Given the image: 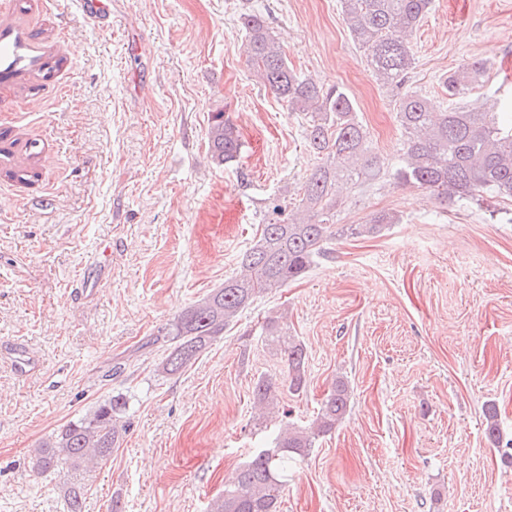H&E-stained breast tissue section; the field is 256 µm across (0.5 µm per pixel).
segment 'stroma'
Wrapping results in <instances>:
<instances>
[{
	"label": "stroma",
	"mask_w": 512,
	"mask_h": 512,
	"mask_svg": "<svg viewBox=\"0 0 512 512\" xmlns=\"http://www.w3.org/2000/svg\"><path fill=\"white\" fill-rule=\"evenodd\" d=\"M112 26L78 0H0V31L52 78L0 82V512H207L282 425L253 396L279 384L310 423L336 378L344 420L288 472L280 512H512V462L484 435L495 405L512 439V202H444L394 173L404 159L398 91L376 82L340 0H107ZM269 19L301 76L346 88L380 167L342 190L340 224L387 212L379 235L336 238L300 280L243 312L194 364L163 375L165 327L241 272L270 198L299 205L316 163L307 119L254 76L240 16ZM410 90L440 102L444 76L481 62L466 96L512 101V0H434L410 38ZM242 143L220 165L214 113ZM38 142L37 177L9 172ZM104 265L88 257L104 246ZM279 316L304 343L306 383L262 327ZM130 399L120 446L90 471L39 475L31 453L115 394Z\"/></svg>",
	"instance_id": "stroma-1"
}]
</instances>
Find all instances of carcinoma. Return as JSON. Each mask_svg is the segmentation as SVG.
Wrapping results in <instances>:
<instances>
[{
	"label": "carcinoma",
	"mask_w": 512,
	"mask_h": 512,
	"mask_svg": "<svg viewBox=\"0 0 512 512\" xmlns=\"http://www.w3.org/2000/svg\"><path fill=\"white\" fill-rule=\"evenodd\" d=\"M340 3L350 36L363 50L375 79L401 87L414 64L409 36L431 10L432 0ZM243 27L253 73L288 104L289 110L307 116V144L318 163L301 187V213L290 214L288 205L270 201L260 236L242 254L244 273L224 278V286L213 289L166 328L167 354L159 369L169 375L192 364L254 303L302 278L325 255L329 240L336 236H375L396 223L388 213L364 224L335 223L340 190L380 174L368 132L342 88L325 90L288 65L263 16L245 15ZM485 72L483 64L474 62L448 74L443 80L448 92L446 107L415 91L399 97L397 119L405 136V158L395 177L401 183L426 189L441 201L477 200L484 193L512 200V121H504L495 111L496 101L486 108L454 103L482 83ZM208 144L212 156L222 164L235 161L240 154L237 130L222 112L213 115ZM36 148L37 143L30 144L25 163L11 172L12 176L20 180L37 176ZM263 336L266 345L287 361L288 390L300 391L306 367L302 341L288 335L278 319L271 317ZM277 389L272 380L260 377L253 394L259 402L270 404ZM348 401V384L338 378L316 418L305 426L288 423L280 429L271 446L258 450L239 467L233 480L224 485V495L210 503L209 512H279L289 466L309 454L317 437L336 428L347 413ZM128 407L123 394L101 402L35 449L34 468L42 473L77 470L93 459L109 457L127 430L123 418ZM484 417L485 438L497 448L501 433L496 407L487 406Z\"/></svg>",
	"instance_id": "obj_1"
}]
</instances>
